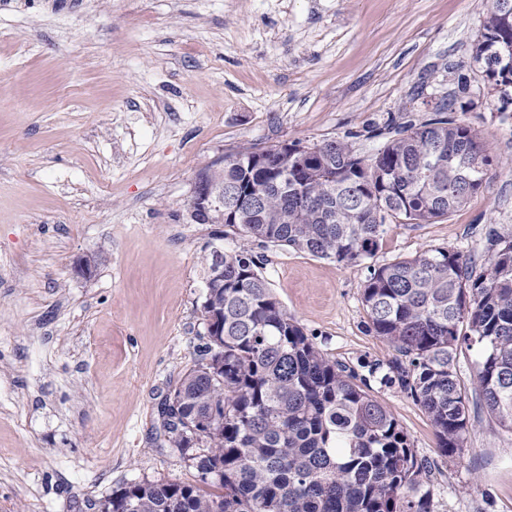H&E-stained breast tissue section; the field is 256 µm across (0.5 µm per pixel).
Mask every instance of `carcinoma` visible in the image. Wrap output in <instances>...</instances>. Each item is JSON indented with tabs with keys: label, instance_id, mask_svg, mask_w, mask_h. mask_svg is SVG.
Returning <instances> with one entry per match:
<instances>
[{
	"label": "carcinoma",
	"instance_id": "carcinoma-1",
	"mask_svg": "<svg viewBox=\"0 0 512 512\" xmlns=\"http://www.w3.org/2000/svg\"><path fill=\"white\" fill-rule=\"evenodd\" d=\"M494 86H512V0H492L473 48ZM392 126L369 160L341 140L279 153L269 174L253 171V150L224 156L200 173L221 200L197 224L338 263L377 251L387 222L431 224L484 188L491 157L469 125L445 115ZM491 256L478 272L453 248H434L368 266L361 302L367 328L405 361L384 375L431 418L444 455L463 451L470 400L512 429V237L488 233ZM224 272L205 258L203 313L223 336L175 389L189 426L163 423L169 447L193 458L198 483L139 481L102 512H431L418 493L429 473L367 377L330 360L288 315L255 258L225 249ZM479 345L472 391L455 368L458 348ZM218 410L196 435L192 426Z\"/></svg>",
	"mask_w": 512,
	"mask_h": 512
}]
</instances>
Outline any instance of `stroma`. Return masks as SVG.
Here are the masks:
<instances>
[{"label":"stroma","mask_w":512,"mask_h":512,"mask_svg":"<svg viewBox=\"0 0 512 512\" xmlns=\"http://www.w3.org/2000/svg\"><path fill=\"white\" fill-rule=\"evenodd\" d=\"M492 0H0V512H99L142 480L191 483L160 409L205 339L198 175L245 147L348 142L431 115L470 83L460 118L493 164L430 224L391 222L369 264L231 235L281 306L353 369L395 353L366 328L368 265L448 247L483 268L512 235V99L472 59ZM87 273H77L79 264ZM431 471L432 512H512V429L470 408L461 455L423 408L369 381Z\"/></svg>","instance_id":"1"}]
</instances>
